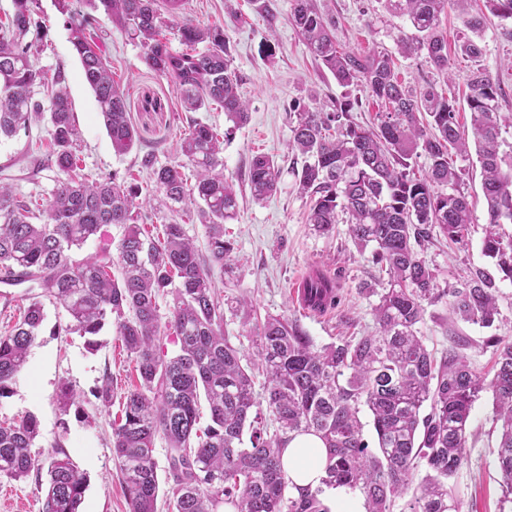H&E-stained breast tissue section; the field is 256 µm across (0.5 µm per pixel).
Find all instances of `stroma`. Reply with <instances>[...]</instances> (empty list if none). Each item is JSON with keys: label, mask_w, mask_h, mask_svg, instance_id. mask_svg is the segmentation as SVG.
Here are the masks:
<instances>
[{"label": "stroma", "mask_w": 512, "mask_h": 512, "mask_svg": "<svg viewBox=\"0 0 512 512\" xmlns=\"http://www.w3.org/2000/svg\"><path fill=\"white\" fill-rule=\"evenodd\" d=\"M277 20L268 24L257 14L250 0H189L188 18L204 25L223 28L233 47L234 66L240 76L238 92L249 104V120L240 127L228 121L219 105L196 112L197 120L209 124L224 136V172L240 185L238 213L224 226V237L233 244L235 265L223 277L220 293L224 300V331L245 356L254 352L253 338L258 318L268 314L298 320L317 343L327 344L348 336L375 331L373 308L386 287L388 276L373 264L370 251L359 250L337 225L333 235L315 232L308 222L310 200L302 195L293 173L288 150L291 129L299 110L334 100L354 101V121L368 126L382 106L364 97L360 87L339 85L321 67L290 22L291 0H275ZM336 23V39L346 50H385L392 53L401 82L420 90L435 85L443 95L456 100L458 121L469 125L466 103L468 77L475 68L488 71L500 88L502 112H512V23L488 18L481 34L482 55L473 59L461 53L465 29L461 12L448 8L440 29L448 38L449 75L437 72L421 56L400 53L397 39L410 31L406 19L390 15L385 0H328L324 8ZM32 33L43 39L35 64L47 73L61 70L81 132L77 155L90 179L105 174L117 179L146 183L141 167L144 153L154 152L158 161H178L175 151L180 133L187 126L182 99L174 83L149 71L142 62L143 50L105 17H98L92 29L100 46L112 61L114 78L129 94L131 120L140 142L130 152L116 153L106 133L94 94L85 82L80 63L69 42L65 15L56 0H38ZM48 143L46 122L33 124L29 134L0 141V166L10 165L13 189L21 196L47 194L52 186L50 172L38 179L24 177L17 158L29 141ZM267 154L280 165L278 191L258 202L244 179L254 155ZM448 160L460 170L462 188L471 203L469 243L457 248L442 236H434L420 249L441 288L460 286L465 271L472 267L495 273L491 259L482 252L488 222L482 194L481 169L473 158L449 151ZM335 277L342 300L332 311L317 314L302 310L294 291L314 270ZM500 316L485 328L461 320L448 304L428 306L419 327L428 347L447 349L454 337L464 338L460 352L470 365L490 374L493 353L486 347L489 336H512V283L499 284ZM42 331L31 347L25 367L12 383L10 397L0 400V422L27 414L35 415L40 435L31 454L44 459L48 449L61 447L87 477V489L80 512H128L121 475L112 459L111 423L122 409L124 397L136 380L134 364L115 328H106L98 350H89L84 337L66 332L69 321L64 307L45 301ZM113 380L111 406L95 400L93 393L105 378ZM69 384L80 398L69 409L59 403L62 385ZM493 398L482 393L476 401L469 425L468 463L451 481L462 512H499L501 476L495 466L498 431L492 422Z\"/></svg>", "instance_id": "1"}]
</instances>
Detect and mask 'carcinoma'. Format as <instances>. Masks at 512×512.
Wrapping results in <instances>:
<instances>
[{"label": "carcinoma", "instance_id": "obj_1", "mask_svg": "<svg viewBox=\"0 0 512 512\" xmlns=\"http://www.w3.org/2000/svg\"><path fill=\"white\" fill-rule=\"evenodd\" d=\"M90 12L71 9L70 43L93 91L113 149L127 153L138 134L128 112V95L112 77V65L94 41L91 13L101 12L143 48V62L172 80L188 112L218 103L238 126L248 107L238 95L230 40L224 29L183 17L188 0H82ZM391 15L405 17L413 33L400 37L405 53H425L439 72L450 70L448 44L439 34L440 15L466 0H386ZM37 0H13L10 23L0 24V139L28 132L49 111L50 149L29 150L31 173L53 172L54 186L40 209L0 182V284L28 288V304L0 336V399L12 392L45 319L43 299L63 305L65 331L87 338L116 328L139 384L127 392L121 417L112 422V458L122 475L130 512H158L160 490L155 443H166L173 479L171 512H328L323 489L298 487L284 468L287 444L313 434L327 449L326 486L358 491L366 512H393L407 499L406 512H461L449 482L468 462L467 427L484 391L494 398L493 423L501 424L496 466L502 477L500 512L512 505V339L492 336L495 372L487 379L450 351L441 357L419 336L425 305L443 298L461 319L491 327L499 316L495 279L482 268L466 272L461 287L440 290L416 247L437 231L466 246L470 202L460 190V173L448 162V146L469 155L474 142L482 171L488 223L482 243L500 280L512 283V161L500 152L501 131L512 116L499 112L498 87L478 69L469 77L470 130L460 127L455 101L435 85L417 93L398 78L388 54L340 50L335 22L316 0H291V22L314 59L343 86L356 85L381 102L376 123L350 119L353 102L332 112L305 108L297 115L291 147L303 164L296 172L310 198L308 221L323 235L339 216L361 250L385 269L389 287L373 308L376 330L319 345L296 320L268 315L257 328L255 358L244 359L224 336V303L214 272L233 261L224 224L236 217L234 178L224 175V138L192 120L180 135L183 163L160 164L154 153L141 159L152 195L165 205L196 214L207 229L208 254L199 252L184 225L172 219L158 238L139 223L137 183L113 176L90 181L74 152L80 139L65 83L33 62L35 42L26 40ZM489 13L512 21V0H485ZM185 46L171 47L167 35ZM53 86L49 107L34 99L36 85ZM424 157V177L413 164ZM195 171L190 184L182 169ZM281 169L265 154L252 157L247 184L254 199L270 197ZM46 215L42 224L35 223ZM106 224L122 226L116 249L74 256ZM304 288L320 312L340 305L336 280L316 270ZM170 297L168 315L158 299ZM169 338L176 355L162 353ZM265 376L264 393L254 392V371ZM210 424L200 428V400ZM367 408L374 443L360 419ZM40 434L36 416L0 423V476L17 480L47 470L41 512H79L87 478L65 452L54 448L42 464L31 456ZM425 472L414 484L417 472Z\"/></svg>", "mask_w": 512, "mask_h": 512}]
</instances>
